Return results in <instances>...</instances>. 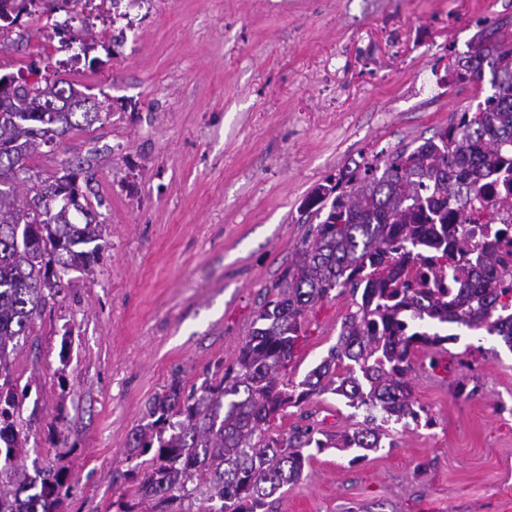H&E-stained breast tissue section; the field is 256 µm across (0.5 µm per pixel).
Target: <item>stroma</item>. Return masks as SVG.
<instances>
[{
    "label": "stroma",
    "instance_id": "obj_1",
    "mask_svg": "<svg viewBox=\"0 0 512 512\" xmlns=\"http://www.w3.org/2000/svg\"><path fill=\"white\" fill-rule=\"evenodd\" d=\"M65 16L57 0L22 16L27 38L0 43V75L64 77L110 104L30 161L43 178L83 165L106 247L36 318L12 375L31 387L19 418L38 430L30 447L72 476L64 512H119L148 401L235 359L315 222V187L490 94L448 65L512 23V0H116L74 67L44 37ZM354 309L347 292L309 313L289 377L327 356ZM448 331L446 367L410 374L420 421L388 424L362 460L314 453L269 512H500L512 498V349ZM364 417L324 394L274 430L305 418L331 434ZM60 423L68 441L56 446Z\"/></svg>",
    "mask_w": 512,
    "mask_h": 512
}]
</instances>
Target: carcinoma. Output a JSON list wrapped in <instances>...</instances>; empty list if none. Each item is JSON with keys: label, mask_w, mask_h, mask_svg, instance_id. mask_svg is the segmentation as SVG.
I'll return each instance as SVG.
<instances>
[{"label": "carcinoma", "mask_w": 512, "mask_h": 512, "mask_svg": "<svg viewBox=\"0 0 512 512\" xmlns=\"http://www.w3.org/2000/svg\"><path fill=\"white\" fill-rule=\"evenodd\" d=\"M35 3L0 0V37ZM452 73L477 82L490 74L492 94L418 146L382 151L311 193L307 206L321 221L273 285L236 358L217 365L200 388L187 392L176 377L148 402L128 458L150 453L151 463L134 480L135 504L121 512L143 503L145 512H176L185 500L199 503V512H262L302 477L311 458L305 449L380 448L382 424L417 416L408 379L416 354H439L453 339L417 328V320L484 330L512 349V303L503 301L512 287L502 279L508 257L448 232V211L462 209L477 224L488 185H512V32L479 37ZM89 100L64 78L15 79L0 96V512H63L71 489L63 467L36 458L31 475L19 464L33 432L17 427L29 386L11 379L10 357L64 278L92 272L105 247V225L79 184L82 167L41 179L28 165L41 147L100 120L102 103ZM419 247L426 271L413 274L404 262ZM450 256L456 287L442 288ZM347 288L360 298L336 346L302 380L289 378L307 338L306 315ZM327 393L365 409L366 424L322 439L309 424L271 435L287 408Z\"/></svg>", "instance_id": "cac0c4a2"}]
</instances>
